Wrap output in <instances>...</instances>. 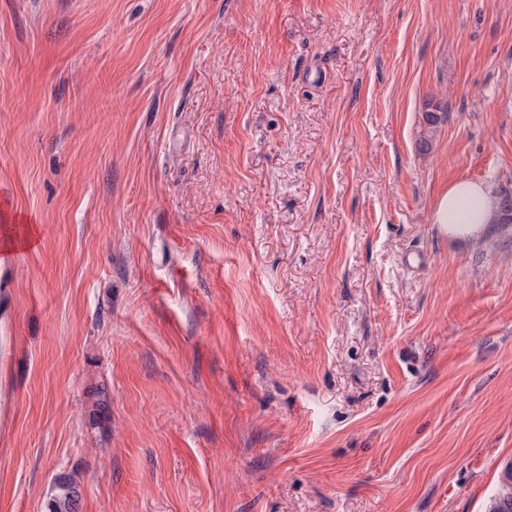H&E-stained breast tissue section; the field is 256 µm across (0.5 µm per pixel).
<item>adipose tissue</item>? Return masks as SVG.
I'll return each mask as SVG.
<instances>
[{"instance_id":"obj_1","label":"adipose tissue","mask_w":512,"mask_h":512,"mask_svg":"<svg viewBox=\"0 0 512 512\" xmlns=\"http://www.w3.org/2000/svg\"><path fill=\"white\" fill-rule=\"evenodd\" d=\"M497 206V196L485 183L459 179L436 200L432 221L449 237L477 240L491 223Z\"/></svg>"}]
</instances>
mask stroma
Returning a JSON list of instances; mask_svg holds the SVG:
<instances>
[{"label": "stroma", "instance_id": "stroma-1", "mask_svg": "<svg viewBox=\"0 0 512 512\" xmlns=\"http://www.w3.org/2000/svg\"><path fill=\"white\" fill-rule=\"evenodd\" d=\"M463 178L512 192V0H0V512H488ZM80 501V491L76 483L68 477L58 480L55 494L48 501L46 512H77Z\"/></svg>", "mask_w": 512, "mask_h": 512}]
</instances>
